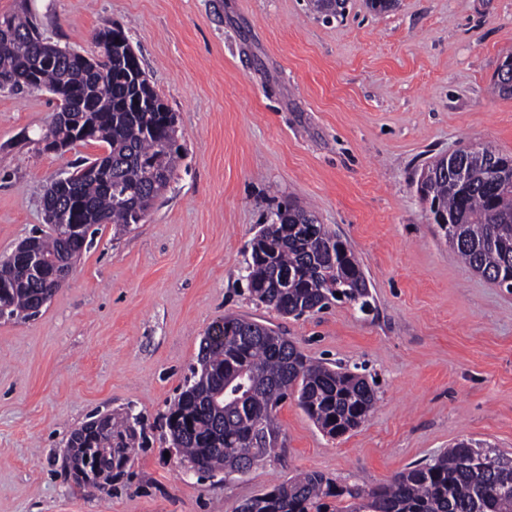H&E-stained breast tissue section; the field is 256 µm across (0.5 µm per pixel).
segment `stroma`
<instances>
[{
    "mask_svg": "<svg viewBox=\"0 0 512 512\" xmlns=\"http://www.w3.org/2000/svg\"><path fill=\"white\" fill-rule=\"evenodd\" d=\"M44 38L91 53L120 24L176 114L182 161L164 197L121 235L100 225L68 283L26 320L0 319V512H234L316 470L370 489L472 438L512 452V291L465 265L416 183L466 145L512 154V96L492 77L512 55V0H0ZM50 93L0 90V257L44 225L58 172L102 156L90 142L33 143ZM346 242L374 310L346 303L285 317L252 298L251 240L285 201ZM288 336L308 356L378 381L368 420L321 432L287 399L284 449L227 484L186 472L163 416L224 316ZM142 415L146 441L111 494L63 474L91 416Z\"/></svg>",
    "mask_w": 512,
    "mask_h": 512,
    "instance_id": "stroma-1",
    "label": "stroma"
}]
</instances>
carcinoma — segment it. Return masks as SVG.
<instances>
[{
	"label": "carcinoma",
	"mask_w": 512,
	"mask_h": 512,
	"mask_svg": "<svg viewBox=\"0 0 512 512\" xmlns=\"http://www.w3.org/2000/svg\"><path fill=\"white\" fill-rule=\"evenodd\" d=\"M26 13L0 16V78L9 91L46 90L69 101L43 134L63 140L90 126L85 142L108 153L93 160L100 175L74 190L68 223L81 225L72 248L84 250L94 226L125 232L140 223L169 187L180 159L175 113L150 84L119 24L93 36L96 66L83 68L41 35ZM512 172V156L488 146L464 151L463 175L437 173L424 186L430 203L448 214L450 246L476 273L499 287L512 284V185L491 166ZM65 228L41 231L43 257L61 255ZM247 289L258 302L294 318L334 302L364 311L371 292L358 260L312 212L288 201L251 242ZM340 296H335V293ZM32 276L0 261V300L10 318L27 319ZM293 397L325 434L335 438L360 427L378 401L376 382L347 367L308 359L271 327L232 315L224 337L202 339L197 366L169 406L172 447L210 477L251 467L284 447L276 422L279 404ZM105 431L76 439L89 464L112 461L111 481L128 474L142 438V417L129 411L101 417ZM247 512H512V453L463 438L427 462L405 467L387 484L365 490L340 487L317 471L292 475L241 504Z\"/></svg>",
	"instance_id": "1"
}]
</instances>
